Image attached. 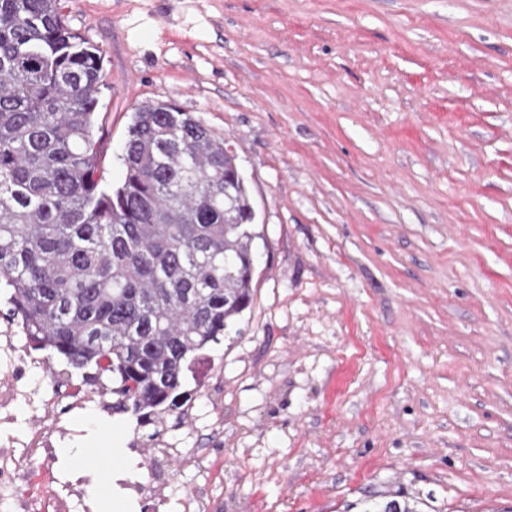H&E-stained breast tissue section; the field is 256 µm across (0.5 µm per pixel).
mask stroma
I'll use <instances>...</instances> for the list:
<instances>
[{
    "label": "stroma",
    "instance_id": "stroma-1",
    "mask_svg": "<svg viewBox=\"0 0 512 512\" xmlns=\"http://www.w3.org/2000/svg\"><path fill=\"white\" fill-rule=\"evenodd\" d=\"M104 55L95 135L108 185L131 115L166 102L233 146L254 209L240 336L187 375L182 413L138 425L28 343L0 287L20 383L82 435L53 478L93 512H157L102 477L156 470L166 512H512V0H65ZM365 503L366 507L363 512H422L417 509L418 501L415 504V501L411 502L400 495L385 496L382 499L370 496Z\"/></svg>",
    "mask_w": 512,
    "mask_h": 512
}]
</instances>
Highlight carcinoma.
<instances>
[{"label": "carcinoma", "instance_id": "obj_1", "mask_svg": "<svg viewBox=\"0 0 512 512\" xmlns=\"http://www.w3.org/2000/svg\"><path fill=\"white\" fill-rule=\"evenodd\" d=\"M63 2L0 0V279L33 348L111 380L150 422L192 399L184 372L253 303L254 208L226 143L164 102L133 112L124 179L103 184L102 50Z\"/></svg>", "mask_w": 512, "mask_h": 512}]
</instances>
